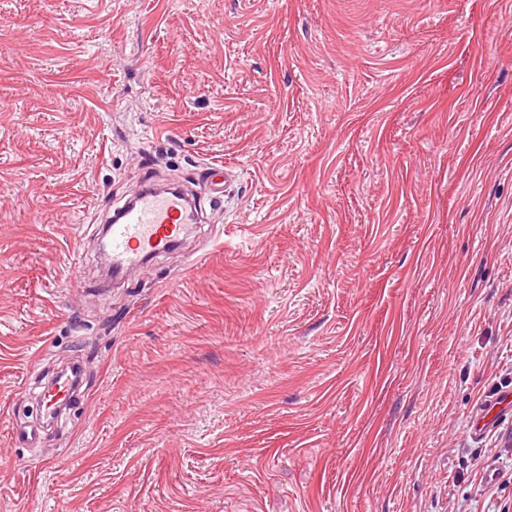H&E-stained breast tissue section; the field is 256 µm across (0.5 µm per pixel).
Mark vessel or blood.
Here are the masks:
<instances>
[{"label": "vessel or blood", "mask_w": 512, "mask_h": 512, "mask_svg": "<svg viewBox=\"0 0 512 512\" xmlns=\"http://www.w3.org/2000/svg\"><path fill=\"white\" fill-rule=\"evenodd\" d=\"M198 221L197 210L189 207L183 192L157 188L139 193L108 228V251L115 275L167 253Z\"/></svg>", "instance_id": "1"}]
</instances>
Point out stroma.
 <instances>
[{"mask_svg": "<svg viewBox=\"0 0 512 512\" xmlns=\"http://www.w3.org/2000/svg\"><path fill=\"white\" fill-rule=\"evenodd\" d=\"M509 392L512 0H0V512H512ZM198 212L183 192L168 188L142 191L108 228V251L116 276L141 267L148 258L170 251L181 241Z\"/></svg>", "mask_w": 512, "mask_h": 512, "instance_id": "stroma-1", "label": "stroma"}]
</instances>
